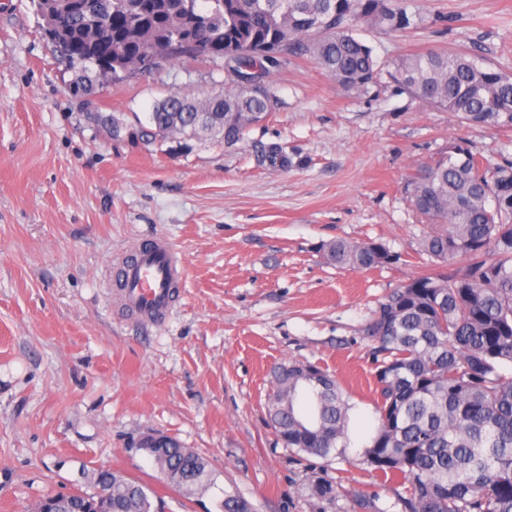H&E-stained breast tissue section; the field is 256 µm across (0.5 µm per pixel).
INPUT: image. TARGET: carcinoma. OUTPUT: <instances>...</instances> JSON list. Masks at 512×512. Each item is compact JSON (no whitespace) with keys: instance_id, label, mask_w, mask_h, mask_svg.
Masks as SVG:
<instances>
[{"instance_id":"obj_1","label":"carcinoma","mask_w":512,"mask_h":512,"mask_svg":"<svg viewBox=\"0 0 512 512\" xmlns=\"http://www.w3.org/2000/svg\"><path fill=\"white\" fill-rule=\"evenodd\" d=\"M42 37L69 69L73 90L151 71L178 43L224 62L222 96L182 91L159 100L131 136L162 146L205 137L226 147L277 109L272 70L308 58L347 94L393 82L410 99L461 124L512 130V72L466 50L412 52L378 62L364 28L402 33L423 22L403 0H30ZM273 167L283 148L262 150ZM406 197L426 221L417 240L429 268L389 291L363 335L374 342L378 425L368 464L409 481L408 512H512V162L490 166L463 138L411 174ZM326 262L374 269L398 254L379 242L319 245ZM462 265L456 267V261ZM268 418L289 448L326 458L349 441V411L336 379L307 363L273 367ZM164 482L194 494L213 484L208 459L159 434L146 449ZM152 490L110 468L95 470L75 498L83 512H158ZM315 512L336 499L332 481L311 484ZM220 512H253L224 492Z\"/></svg>"}]
</instances>
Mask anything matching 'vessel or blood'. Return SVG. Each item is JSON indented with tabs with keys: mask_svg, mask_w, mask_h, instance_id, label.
<instances>
[{
	"mask_svg": "<svg viewBox=\"0 0 512 512\" xmlns=\"http://www.w3.org/2000/svg\"><path fill=\"white\" fill-rule=\"evenodd\" d=\"M182 279V261L167 241L152 239L127 255L116 270L123 303L147 324L167 315Z\"/></svg>",
	"mask_w": 512,
	"mask_h": 512,
	"instance_id": "b4317fda",
	"label": "vessel or blood"
}]
</instances>
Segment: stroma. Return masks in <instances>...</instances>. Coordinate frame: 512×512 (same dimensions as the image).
I'll return each instance as SVG.
<instances>
[{
    "label": "stroma",
    "mask_w": 512,
    "mask_h": 512,
    "mask_svg": "<svg viewBox=\"0 0 512 512\" xmlns=\"http://www.w3.org/2000/svg\"><path fill=\"white\" fill-rule=\"evenodd\" d=\"M425 21L361 31L379 60L468 47L512 72V0H407ZM36 29L29 0H0V512L83 483L105 466L149 484L160 512H218L223 492L255 512H311L308 487H336L405 512L404 488L364 461L378 424L373 344L362 327L383 296L421 270L425 228L404 193L418 164L465 138L489 164L512 132L468 128L386 84L355 98L313 63L273 72L281 104L233 147L160 150L130 138L173 91L224 90L219 62L190 58L101 85L87 99ZM127 132L112 137L96 113ZM277 143L288 168L260 164ZM183 259L161 324L127 314L109 269L141 238ZM376 241L400 256L359 271L325 262L321 242ZM334 374L352 406L350 443L328 458L285 447L268 423L274 364ZM163 433L207 458L215 486L190 497L137 450Z\"/></svg>",
    "instance_id": "1"
}]
</instances>
